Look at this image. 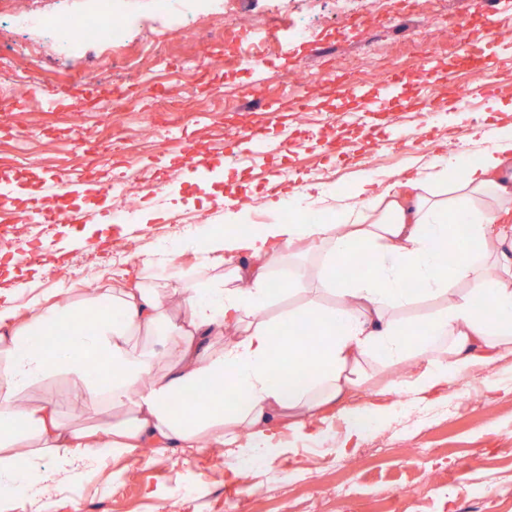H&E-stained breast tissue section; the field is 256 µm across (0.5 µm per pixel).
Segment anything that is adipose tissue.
I'll use <instances>...</instances> for the list:
<instances>
[{
    "instance_id": "adipose-tissue-1",
    "label": "adipose tissue",
    "mask_w": 512,
    "mask_h": 512,
    "mask_svg": "<svg viewBox=\"0 0 512 512\" xmlns=\"http://www.w3.org/2000/svg\"><path fill=\"white\" fill-rule=\"evenodd\" d=\"M453 167L439 154L427 173L374 191L357 182L336 224L303 220V194L260 226L247 223L246 206L225 200L224 226L182 239L161 259L136 260L146 271L173 266L186 251L217 254L222 276L146 278L113 289L101 298L109 315L91 327L67 304L33 307L25 322L0 306V491L51 512L43 490L59 475L74 478L89 463L156 448L184 455L223 448L225 469L238 477L245 454L278 447L281 432L322 438L325 410L359 386L361 362L372 353L382 356L394 391L419 394L447 383L474 351L512 352V122L454 180ZM461 226L469 248L452 261L448 247ZM312 254L317 265L299 264ZM359 254L370 274L340 275ZM282 262L289 289L313 281L338 298L335 307L310 302L290 314L314 329V346L279 334L265 316ZM412 280L420 295L443 300L418 322L393 314L410 302ZM462 282L469 291H458ZM477 296L484 308L474 305ZM62 322L66 340L49 343ZM159 335L162 351L137 344ZM59 372L86 395L91 427L66 428L57 403L27 401Z\"/></svg>"
}]
</instances>
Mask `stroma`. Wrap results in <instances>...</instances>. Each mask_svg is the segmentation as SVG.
<instances>
[{
  "label": "stroma",
  "mask_w": 512,
  "mask_h": 512,
  "mask_svg": "<svg viewBox=\"0 0 512 512\" xmlns=\"http://www.w3.org/2000/svg\"><path fill=\"white\" fill-rule=\"evenodd\" d=\"M94 3L0 0V57L10 59L29 86L22 97L0 99V182L40 191L63 173L127 184L149 172L153 185L135 189L132 223L110 221L111 195H69L65 202L83 215L82 223L32 224L23 243L0 247V258L14 264L6 296L21 318L34 300L55 303L63 285L76 306L113 288L133 287L137 275L129 256H157L223 223L225 184L260 205L317 185L326 196L310 198L307 207L318 212L360 180L387 184L424 167L436 148L452 144L464 156L482 155L493 145L500 106L512 103V66L496 71L491 97L478 93L484 81L479 56L494 57L512 46L505 28L485 37V0H446L453 34L434 31L423 54L411 42L424 19L404 14L396 0H197L196 9L212 14L256 20L286 14L307 25L302 36L294 28L282 30L261 65L230 61L232 46L210 30L186 38L156 27L148 20L153 0H117L140 20L126 47L91 44L64 60L36 29L15 25L21 13L78 15ZM356 10L379 41L337 39L339 20ZM27 43L32 50L25 54ZM326 50L335 52L338 64L355 63L368 72L364 84L373 92L383 88L375 70H390L401 82L399 99L386 104L371 126L346 120L355 100L336 86L295 80V73L315 70ZM142 80L148 91L112 115L129 143L112 153L119 167L93 164L95 145L78 146L81 132L95 131L99 111L110 109L118 89ZM456 95L461 106L434 113L431 131H424L423 109ZM185 96L191 115L167 130L163 104ZM302 99L312 106L299 124L295 113ZM77 111L78 128L70 120ZM272 113L288 132L275 160L225 163L224 131L266 126ZM401 136L406 144L398 150ZM188 145L205 165L226 167L225 183L207 189L186 181L182 153ZM20 152L25 162H18ZM34 244L59 255L63 274L47 262L32 270L18 261L22 246ZM364 367L369 382L344 405L369 413L365 426L350 427L342 413L329 412L321 441L284 433L279 447L249 462L250 476L242 480L229 475L222 455L208 448L194 456L113 457L52 488L54 512H512V353H476L447 385L418 395L385 391L380 355ZM31 397L57 402L64 425L87 421L86 396L66 377L52 378ZM431 473L446 484L445 492L429 493Z\"/></svg>",
  "instance_id": "stroma-1"
}]
</instances>
